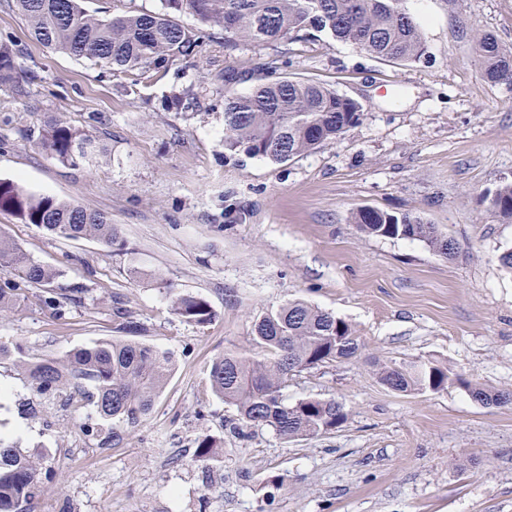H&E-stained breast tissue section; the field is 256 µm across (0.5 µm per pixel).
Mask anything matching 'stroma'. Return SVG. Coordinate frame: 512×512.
<instances>
[{"mask_svg": "<svg viewBox=\"0 0 512 512\" xmlns=\"http://www.w3.org/2000/svg\"><path fill=\"white\" fill-rule=\"evenodd\" d=\"M403 5L427 46L412 64L317 32L228 58L217 29L196 57L115 74L38 45L0 0V39L14 41L19 73L0 86V179L104 212L123 240H63L0 212L1 235L87 290L62 316L27 290L0 315V343L42 356L134 334L176 359L151 417L117 446L90 401L35 397L14 362L0 361V439L46 451L30 512H512V404L483 405L455 384L396 392L372 366L429 361L512 391V272L497 261L512 248V220L489 211L512 180V83L484 77L475 37L512 49V0ZM274 55L291 61L283 75L355 99L363 117L285 163L226 157L224 95L249 93L250 69ZM230 67L242 73L233 84ZM53 116L107 158L61 163L38 143ZM361 207L419 216L458 252L364 237L352 220ZM172 287L208 301L211 323L174 315ZM116 295L137 331L114 314ZM297 298L346 321L365 347L290 377L285 395L336 400L346 420L297 441L267 428L234 434L237 412L213 394L211 364L255 354L256 319ZM202 433L223 439L220 463L195 461Z\"/></svg>", "mask_w": 512, "mask_h": 512, "instance_id": "35a3bbf8", "label": "stroma"}]
</instances>
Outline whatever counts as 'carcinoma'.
I'll use <instances>...</instances> for the list:
<instances>
[{"label": "carcinoma", "instance_id": "carcinoma-1", "mask_svg": "<svg viewBox=\"0 0 512 512\" xmlns=\"http://www.w3.org/2000/svg\"><path fill=\"white\" fill-rule=\"evenodd\" d=\"M83 0H14L29 34L42 46L89 60L112 72H144L170 62L195 57L202 36L176 22L172 14L191 13L201 28L224 30V50L231 56L243 43L258 46L288 37L302 40L313 30L356 45L368 55L411 63L426 53L422 29L402 0H161V9L102 16L82 6ZM486 78L512 82V51L498 41L476 33ZM289 60L270 57L255 67L257 83L246 95L224 96V151L285 163L311 153L358 124L361 105L321 83L278 75ZM17 82L16 51L10 40L0 41V86ZM40 145L70 166L90 164L96 146L80 131L52 119ZM492 211L512 219V180L502 182L491 198ZM0 211L35 224L57 238H89L110 248L120 242L118 225L103 213L70 201L25 192L19 185L0 181ZM355 223L369 237L411 239L424 243L436 255L457 253L456 243L434 224L410 214L394 215L362 207ZM0 270L9 278L0 284V314L23 301L13 279L47 293L42 303L62 316L81 300L87 289L70 284L53 287L64 271L30 258L12 240L0 236ZM174 314L183 321L206 325L214 318L210 305L191 293H177ZM253 341L259 352L249 356L226 352L212 362L210 385L224 403L235 407L246 427H267L284 440L326 434L341 426L346 414L334 399L304 398L288 403L283 389L288 377L305 370L357 357L364 346L353 328L330 311L304 300H288L260 316ZM18 365L40 397L55 396L72 383L91 382V400L100 419L112 423V445L123 430L134 428L151 414L164 391L174 361L170 353L138 340H103L89 348L47 355ZM380 382L399 392L440 391L457 383L484 405L512 402V392L472 385L452 378L436 364L391 360L378 369ZM222 441L201 434L196 439V461L220 462ZM39 450H23L0 440V512H22L41 484Z\"/></svg>", "mask_w": 512, "mask_h": 512}]
</instances>
